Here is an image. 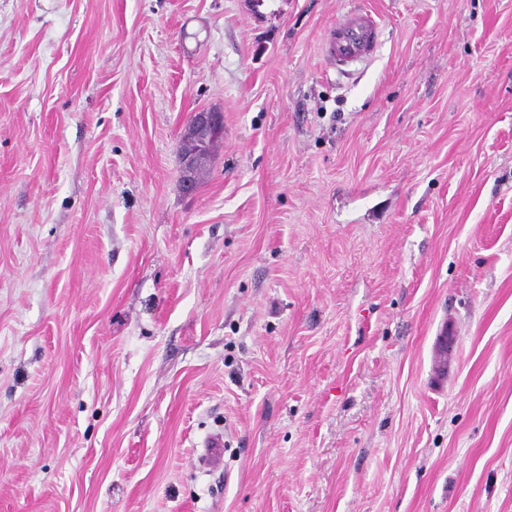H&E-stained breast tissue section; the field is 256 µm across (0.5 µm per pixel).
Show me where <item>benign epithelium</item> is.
I'll use <instances>...</instances> for the list:
<instances>
[{
    "label": "benign epithelium",
    "instance_id": "1",
    "mask_svg": "<svg viewBox=\"0 0 512 512\" xmlns=\"http://www.w3.org/2000/svg\"><path fill=\"white\" fill-rule=\"evenodd\" d=\"M224 131L223 113L217 110H200L190 115L181 135V183L190 190L196 183V173L201 160L211 145Z\"/></svg>",
    "mask_w": 512,
    "mask_h": 512
}]
</instances>
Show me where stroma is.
Returning a JSON list of instances; mask_svg holds the SVG:
<instances>
[{
    "mask_svg": "<svg viewBox=\"0 0 512 512\" xmlns=\"http://www.w3.org/2000/svg\"><path fill=\"white\" fill-rule=\"evenodd\" d=\"M0 512H512V0H0ZM378 22L369 11L347 14L336 21L327 39V53L337 65L347 66L372 54ZM224 131L223 112L200 110L193 112L187 120L181 135V183L191 190L196 183V173L201 160L211 145ZM185 147L189 149L185 150ZM456 328L453 322L443 321L434 341L432 372L438 385L448 380L452 368Z\"/></svg>",
    "mask_w": 512,
    "mask_h": 512,
    "instance_id": "1",
    "label": "stroma"
}]
</instances>
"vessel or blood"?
I'll return each mask as SVG.
<instances>
[{"label": "vessel or blood", "mask_w": 512, "mask_h": 512, "mask_svg": "<svg viewBox=\"0 0 512 512\" xmlns=\"http://www.w3.org/2000/svg\"><path fill=\"white\" fill-rule=\"evenodd\" d=\"M378 22L370 12L348 14L337 20L327 39V53L336 64L347 66L372 54ZM456 328L443 322L435 338L432 372L437 383H445L452 368Z\"/></svg>", "instance_id": "vessel-or-blood-1"}]
</instances>
